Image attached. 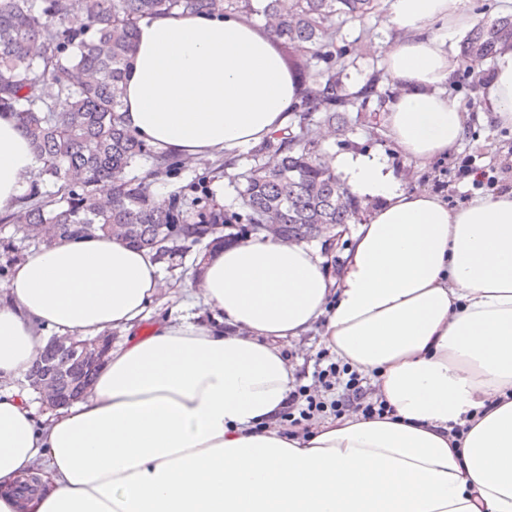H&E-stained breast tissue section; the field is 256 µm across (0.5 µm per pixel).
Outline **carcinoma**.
<instances>
[{
    "mask_svg": "<svg viewBox=\"0 0 512 512\" xmlns=\"http://www.w3.org/2000/svg\"><path fill=\"white\" fill-rule=\"evenodd\" d=\"M374 0H0V114L8 113L25 133L41 162L29 192L0 213L23 237L38 241L39 227L55 225L63 238L88 232L112 236L116 224L129 226L125 244L156 254L159 260L182 256L193 247L223 246L243 234L258 235L262 224H279L298 241L324 234L326 226L347 224L361 212L350 194L337 202L344 183L318 149L316 116L349 131L346 116L381 109L390 97L381 73L372 69L359 87L346 83L356 66L346 51L322 55L316 68L314 49L331 46L340 33L336 18L363 19ZM221 11L262 15L272 22L282 59L302 78V90L288 128L255 150H274L276 168L256 163L241 174L240 193L247 225L236 229L222 209L188 212L174 196L163 207L153 203L148 184L129 176L141 159L151 160V174L174 175L182 160L154 149L122 123L121 83L132 60L137 21L147 15H183ZM80 14L87 25L67 24ZM512 48V14L478 24L463 41L461 57L493 60ZM71 100L70 110L56 111L53 95ZM112 183V201L103 204L94 187ZM52 189H46V186ZM29 376H49L58 386V402L69 403L92 387L95 373L69 353L46 345Z\"/></svg>",
    "mask_w": 512,
    "mask_h": 512,
    "instance_id": "obj_1",
    "label": "carcinoma"
}]
</instances>
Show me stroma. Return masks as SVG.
I'll use <instances>...</instances> for the list:
<instances>
[{"label":"stroma","instance_id":"1","mask_svg":"<svg viewBox=\"0 0 512 512\" xmlns=\"http://www.w3.org/2000/svg\"><path fill=\"white\" fill-rule=\"evenodd\" d=\"M389 19L387 0H375L374 9L366 18L341 22V42L357 58V67L350 72L351 85L362 84L370 73L371 51H382L387 36L391 34ZM448 91L458 100L462 109L468 112L470 120L456 148L447 157L432 162L422 172L417 184L430 190L436 182L450 183L452 190L456 192L452 205L457 208L463 206V194L467 192L468 186L455 180L453 165L456 158L469 154L477 156L481 165L498 169L501 184L512 185V172L500 168L504 151L512 148V127H503L481 119L479 90L464 75H456ZM387 115V110L383 109L351 118L350 131L343 135H333L329 141L322 143L323 153L331 155L341 151L379 152L387 157L396 174H403L411 169L412 163L395 151L387 137ZM251 154V149L246 148L229 158L220 153L209 159L202 157L183 164L176 175L159 179L149 178L150 166L148 162L142 161L133 168L132 174L139 178H148L151 192L162 191L169 196L176 194L184 197L191 211L218 206L226 214L235 215L237 224L241 225L245 222L246 212L240 206L239 184L235 182L234 176L250 167ZM161 271L168 284L166 300L160 308L161 314L166 315L170 311L189 306L203 320H212V311L194 294L183 290L184 285L196 277L191 260H184L182 265L173 268L162 266Z\"/></svg>","mask_w":512,"mask_h":512}]
</instances>
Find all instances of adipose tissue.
Here are the masks:
<instances>
[{
    "label": "adipose tissue",
    "mask_w": 512,
    "mask_h": 512,
    "mask_svg": "<svg viewBox=\"0 0 512 512\" xmlns=\"http://www.w3.org/2000/svg\"><path fill=\"white\" fill-rule=\"evenodd\" d=\"M384 78L394 148L425 169L462 139L449 96L472 0H389ZM122 85L136 137L190 161L258 145L290 123L297 80L266 24L151 15ZM481 97L512 125V52ZM40 162L0 115V209ZM380 204L346 261L254 235L207 253L192 288L215 311L150 320L166 283L152 252L95 232L56 238L0 286V512H512V189L452 209L377 154L337 153ZM367 376L389 416H276L300 378L283 351L312 327ZM124 334L90 391L42 408L18 387L48 335Z\"/></svg>",
    "instance_id": "adipose-tissue-1"
}]
</instances>
